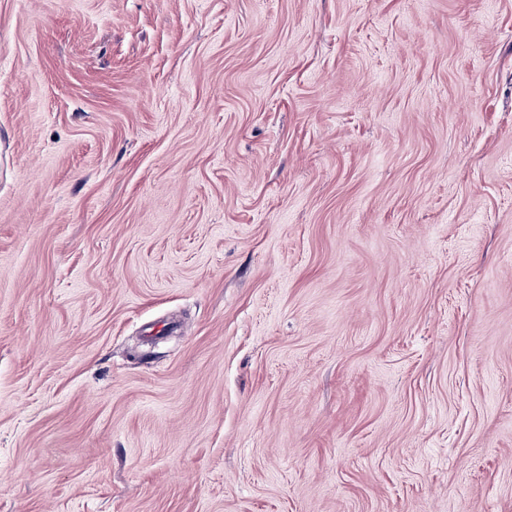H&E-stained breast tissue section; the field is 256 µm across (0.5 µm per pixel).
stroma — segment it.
Masks as SVG:
<instances>
[{
  "label": "stroma",
  "instance_id": "obj_1",
  "mask_svg": "<svg viewBox=\"0 0 512 512\" xmlns=\"http://www.w3.org/2000/svg\"><path fill=\"white\" fill-rule=\"evenodd\" d=\"M0 512H512V0H0Z\"/></svg>",
  "mask_w": 512,
  "mask_h": 512
}]
</instances>
